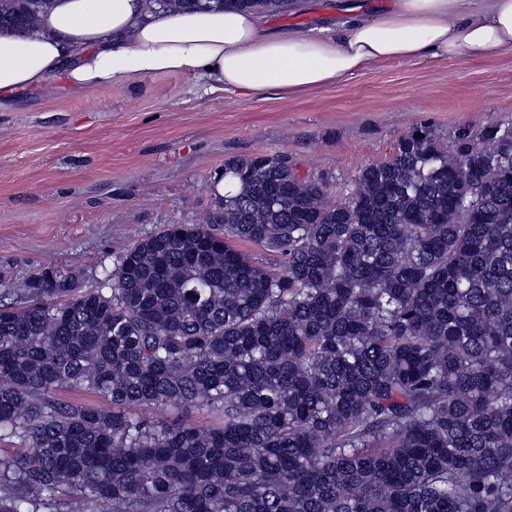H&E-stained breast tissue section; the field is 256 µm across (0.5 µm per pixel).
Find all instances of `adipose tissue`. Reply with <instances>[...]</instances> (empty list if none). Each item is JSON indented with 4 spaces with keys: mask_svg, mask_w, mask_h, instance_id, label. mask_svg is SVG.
Wrapping results in <instances>:
<instances>
[{
    "mask_svg": "<svg viewBox=\"0 0 512 512\" xmlns=\"http://www.w3.org/2000/svg\"><path fill=\"white\" fill-rule=\"evenodd\" d=\"M512 51V0H394L349 7L335 26L269 29L267 10L160 7L155 0H46L32 26L0 31V109L23 97L192 74L212 92L293 95L388 62Z\"/></svg>",
    "mask_w": 512,
    "mask_h": 512,
    "instance_id": "ef3b65f1",
    "label": "adipose tissue"
}]
</instances>
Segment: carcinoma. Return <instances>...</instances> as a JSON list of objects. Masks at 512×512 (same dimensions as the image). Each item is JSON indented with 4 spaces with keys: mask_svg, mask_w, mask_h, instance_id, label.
I'll use <instances>...</instances> for the list:
<instances>
[{
    "mask_svg": "<svg viewBox=\"0 0 512 512\" xmlns=\"http://www.w3.org/2000/svg\"><path fill=\"white\" fill-rule=\"evenodd\" d=\"M43 4L0 0V27ZM9 294L0 441L26 451L0 448V512H512L509 125L415 131L344 202L280 155L228 160L203 223Z\"/></svg>",
    "mask_w": 512,
    "mask_h": 512,
    "instance_id": "cac0c4a2",
    "label": "carcinoma"
}]
</instances>
